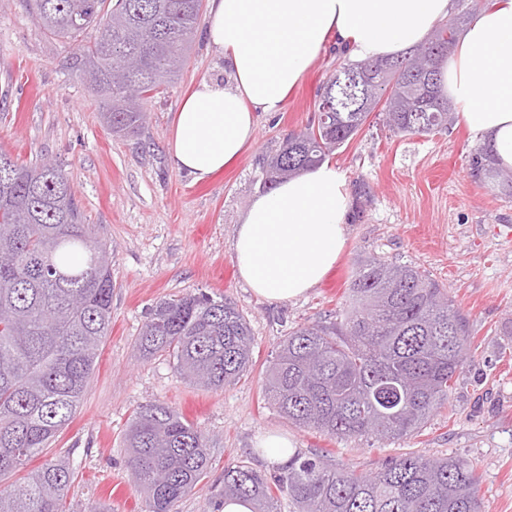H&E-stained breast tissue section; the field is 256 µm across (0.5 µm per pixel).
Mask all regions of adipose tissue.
I'll use <instances>...</instances> for the list:
<instances>
[{"label":"adipose tissue","mask_w":512,"mask_h":512,"mask_svg":"<svg viewBox=\"0 0 512 512\" xmlns=\"http://www.w3.org/2000/svg\"><path fill=\"white\" fill-rule=\"evenodd\" d=\"M451 0H211L206 37L224 56L225 79L205 78L175 113L178 169L201 181L251 143L255 115L279 111L326 40L352 58L395 56L446 18ZM441 91L480 137L495 165L512 167V0H495L443 61ZM349 194L324 161L256 197L232 244L240 276L270 303L318 286L347 243Z\"/></svg>","instance_id":"1"}]
</instances>
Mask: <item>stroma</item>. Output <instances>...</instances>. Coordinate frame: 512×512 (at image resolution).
<instances>
[{
  "label": "stroma",
  "instance_id": "stroma-1",
  "mask_svg": "<svg viewBox=\"0 0 512 512\" xmlns=\"http://www.w3.org/2000/svg\"><path fill=\"white\" fill-rule=\"evenodd\" d=\"M72 55L69 44L43 33L22 0H0V149L28 164H62L86 223L115 255L112 330L73 422L43 453L69 455L74 465L65 498L71 512L92 502L143 512L123 439L137 408L154 401L208 437L211 472L178 512H218L225 464L247 459L272 472L256 448L267 434L287 435L303 457L328 454L360 473L410 452L457 455L480 475L485 512H512V194L471 170L479 138L460 122L445 133L395 135L371 116L329 157L352 197L344 253L308 295L272 305L240 277L231 243L260 192L259 161L288 134L306 131L344 54L326 46L280 111L257 113L254 138L236 163L200 182L176 167L169 142L186 95L201 79L224 74V57L204 30L175 83L144 100L145 128L131 139L103 126L100 99L72 68ZM373 255L420 265L444 284L469 320L470 349L447 404L421 429L391 440L332 439L292 424L264 399L265 363L293 327L335 319L354 260ZM198 290L236 303L254 337L250 370L219 390L190 384L172 362L142 358L135 348L156 302Z\"/></svg>",
  "mask_w": 512,
  "mask_h": 512
}]
</instances>
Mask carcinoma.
<instances>
[{
	"label": "carcinoma",
	"mask_w": 512,
	"mask_h": 512,
	"mask_svg": "<svg viewBox=\"0 0 512 512\" xmlns=\"http://www.w3.org/2000/svg\"><path fill=\"white\" fill-rule=\"evenodd\" d=\"M25 0L50 36L75 43L77 72L103 99L101 119L119 137L139 135L134 83L150 97L186 62L202 0ZM465 13L437 27L429 42L381 60L345 63L372 88L353 112H321L259 163L268 191L321 162L356 136L378 105L395 134L450 129L454 111L435 81L439 59L456 47ZM99 36L83 35L92 25ZM112 253L84 223L73 184L57 164L29 166L0 151V478L24 468L73 419L112 326ZM470 336L447 289L415 264L358 260L340 321L293 328L266 367L267 399L295 425L331 437L390 439L419 429L444 407L462 373ZM253 334L231 301L187 293L158 302L135 341L146 358L173 360L189 382L220 389L252 365ZM127 466L144 492L145 512H176L209 474L205 433L176 409L149 402L125 436ZM74 468L54 458L0 491V512H65ZM479 476L457 456L405 454L358 473L322 456L293 455L266 474L250 463L224 466V499L252 512H482Z\"/></svg>",
	"instance_id": "obj_1"
}]
</instances>
